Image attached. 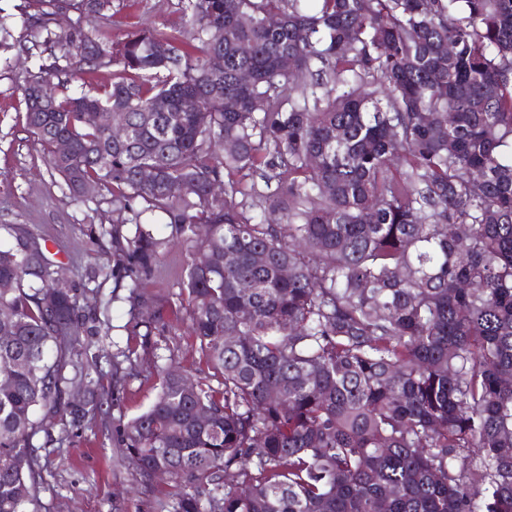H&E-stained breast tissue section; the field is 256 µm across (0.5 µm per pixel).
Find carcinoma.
Listing matches in <instances>:
<instances>
[{
	"instance_id": "obj_1",
	"label": "carcinoma",
	"mask_w": 512,
	"mask_h": 512,
	"mask_svg": "<svg viewBox=\"0 0 512 512\" xmlns=\"http://www.w3.org/2000/svg\"><path fill=\"white\" fill-rule=\"evenodd\" d=\"M180 2L178 37L44 22L54 62L23 89L71 200L111 194L101 272L131 334L161 322L143 284L168 248L190 255L177 308L215 383L159 366L152 404L119 423L144 487L168 474L157 512H512V0ZM102 59L111 84L67 93L61 75ZM260 167L262 188L224 181ZM58 269L47 239L0 224V512H43L33 440L51 413L80 426L73 387L118 399L86 370L111 301Z\"/></svg>"
}]
</instances>
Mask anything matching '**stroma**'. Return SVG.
Returning <instances> with one entry per match:
<instances>
[{"label":"stroma","instance_id":"obj_1","mask_svg":"<svg viewBox=\"0 0 512 512\" xmlns=\"http://www.w3.org/2000/svg\"><path fill=\"white\" fill-rule=\"evenodd\" d=\"M23 5L24 0H0V12L11 17L9 47L0 48V224H21L46 238L53 259L70 280L113 298L112 329L109 335L92 337L98 360L89 369L102 374L105 384L119 389L122 397L119 404L87 418L79 428L64 434L54 424L49 436L36 437V444L46 445L49 451L46 512H156V494L167 490L168 484L158 479L153 491L139 488L138 475L121 462L123 444L117 426L153 401L156 359L172 360L182 371L208 373L186 321L175 317L172 306L188 258L181 248H171L148 283L160 300L165 329L152 330L147 336L129 335L125 289L115 288L112 279L97 273L108 245L101 226L109 208L107 190H95L88 201L74 204L57 186L39 145L24 128L22 89L38 65L48 64L50 58L39 41L37 26L22 15ZM139 22L162 35L178 36L180 0H120V11L111 23L82 20L70 11L56 16L52 26L64 32L77 23L92 37L106 29L118 41ZM127 346L135 349V361L113 368V352Z\"/></svg>","mask_w":512,"mask_h":512}]
</instances>
